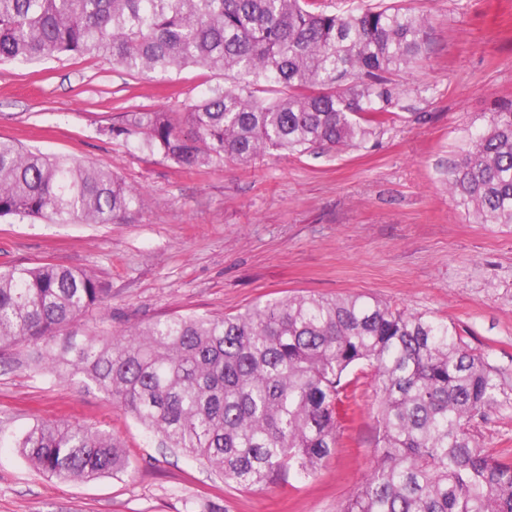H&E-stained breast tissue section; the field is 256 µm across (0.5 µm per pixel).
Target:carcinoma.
I'll use <instances>...</instances> for the list:
<instances>
[{"instance_id": "obj_1", "label": "carcinoma", "mask_w": 512, "mask_h": 512, "mask_svg": "<svg viewBox=\"0 0 512 512\" xmlns=\"http://www.w3.org/2000/svg\"><path fill=\"white\" fill-rule=\"evenodd\" d=\"M428 21L393 5L320 0H0V63L109 58L129 73L201 66L224 76L178 118L128 112L103 129L180 166H246L264 153L348 150L393 120L391 80ZM444 185L480 224L512 225V100L469 137ZM118 173L0 140V217L110 224L142 205ZM110 295L86 270L0 272V352L104 393L162 446L245 488L317 474L338 445L350 372L375 375L379 433L368 479L337 512H512V453L474 431L506 396L456 326L363 295H293L220 317L174 315L117 335L76 329ZM59 481L126 470L111 434L36 423L14 442Z\"/></svg>"}]
</instances>
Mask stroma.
I'll use <instances>...</instances> for the list:
<instances>
[{"mask_svg":"<svg viewBox=\"0 0 512 512\" xmlns=\"http://www.w3.org/2000/svg\"><path fill=\"white\" fill-rule=\"evenodd\" d=\"M427 16L428 39L393 122L359 149L273 152L251 166H179L103 135L123 113L170 114L223 78L204 68L151 80L111 61L0 65V137L109 167L144 199L112 224L0 218V269L51 262L93 271L112 306L81 332H120L160 316H221L286 295L361 294L454 323L512 391V226L477 224L442 184L467 135L512 100V0H399ZM361 409L342 420L315 477L250 489L160 446L92 388L0 363V512H336L367 478L378 425L373 370L358 372ZM67 418L116 437L125 472L61 483L12 440ZM493 455L512 449V401L476 425Z\"/></svg>","mask_w":512,"mask_h":512,"instance_id":"35a3bbf8","label":"stroma"}]
</instances>
